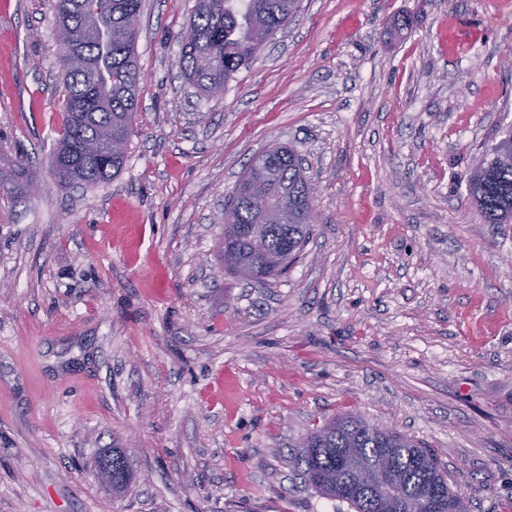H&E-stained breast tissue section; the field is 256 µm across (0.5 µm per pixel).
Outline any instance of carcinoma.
Instances as JSON below:
<instances>
[{"label":"carcinoma","mask_w":512,"mask_h":512,"mask_svg":"<svg viewBox=\"0 0 512 512\" xmlns=\"http://www.w3.org/2000/svg\"><path fill=\"white\" fill-rule=\"evenodd\" d=\"M142 0H56L58 65L64 87L63 131L50 164L58 184L95 187L109 182L123 168L127 146L136 128L138 84L136 61L138 28L127 26L131 13L141 12ZM300 0H196L188 30L193 38L181 48L186 80L204 95L224 92L240 69L249 66L258 50L288 25ZM512 152V130L486 151L469 182V194L485 224H512V163L500 155ZM268 169L288 189V205L276 193L257 202L243 196L247 182L265 170L250 164L225 204L232 226L224 230L225 270L236 274L254 262L255 247L278 259L256 266L253 278L277 275L295 260L309 238L298 202L312 198L303 158L287 146L264 152ZM33 179L27 162L0 168V192L14 201L23 198ZM362 449L374 464L391 461L402 481L387 494L405 501L423 486L434 485L454 495L448 472L436 457L405 434L378 431L356 416L335 418L304 438L300 464L308 486L330 500L347 504L352 512H379L377 502L351 497L336 484L343 449ZM132 479L125 448L112 449V491L120 493Z\"/></svg>","instance_id":"carcinoma-1"}]
</instances>
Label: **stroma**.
<instances>
[{
  "instance_id": "35a3bbf8",
  "label": "stroma",
  "mask_w": 512,
  "mask_h": 512,
  "mask_svg": "<svg viewBox=\"0 0 512 512\" xmlns=\"http://www.w3.org/2000/svg\"><path fill=\"white\" fill-rule=\"evenodd\" d=\"M55 0H0V512H336L299 445L355 415L512 512V224L468 194L512 129V0H301L223 95L183 77L195 0H143L122 173L59 189ZM293 146L316 221L288 271H225L224 203ZM129 449L113 495L93 463ZM32 179L33 173L30 171L25 160H22L12 168H0V190L15 202H18L26 195Z\"/></svg>"
}]
</instances>
